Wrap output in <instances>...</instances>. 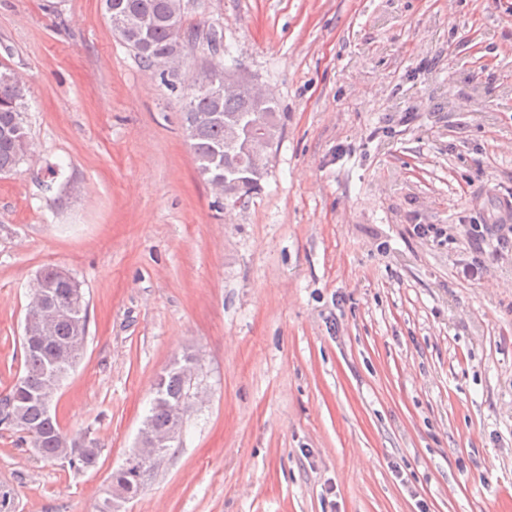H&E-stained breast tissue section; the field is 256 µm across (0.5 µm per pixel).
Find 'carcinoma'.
I'll list each match as a JSON object with an SVG mask.
<instances>
[{"mask_svg": "<svg viewBox=\"0 0 512 512\" xmlns=\"http://www.w3.org/2000/svg\"><path fill=\"white\" fill-rule=\"evenodd\" d=\"M129 14L154 16L152 27L142 30L133 25L117 36L130 46L148 67L163 60L176 45L186 48L191 42L184 31L185 14H180L177 28L167 21L166 7L176 0H119ZM28 109L27 89L0 78V173H9L24 160L27 154L28 132L23 114ZM184 126L196 131L190 140L198 172L207 177L205 160L220 154L224 156L227 168L219 173H233L236 161V147L224 141V127L228 123L248 125L264 116H272L270 127L282 133L280 113L274 103L257 104L243 98L213 97L208 91L196 89L184 96ZM261 185L250 177H235L234 202L250 198L260 191ZM40 275L54 284L55 301L64 305L69 301L72 289L79 283L72 277L60 276L58 269L47 267ZM71 326L67 322L58 324L56 340L47 346H25L23 373L17 377L5 393H0V426L26 434L41 456L47 460H65L76 473L91 470L97 466L101 448L97 439L82 442L70 440L63 433L56 418L47 413L45 398L51 394L50 382L57 384L67 376L74 363L68 360L64 348ZM196 364L187 355L183 363L171 367L157 383L156 393L162 398L153 400L144 418L156 432H164L177 420V408L187 401L190 393L191 374L188 366ZM150 468L144 461L127 458L125 465L112 473V484L121 487L126 498H133L141 491Z\"/></svg>", "mask_w": 512, "mask_h": 512, "instance_id": "1", "label": "carcinoma"}]
</instances>
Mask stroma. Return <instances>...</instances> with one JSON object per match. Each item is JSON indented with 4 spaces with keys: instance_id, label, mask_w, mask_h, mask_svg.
Listing matches in <instances>:
<instances>
[{
    "instance_id": "obj_1",
    "label": "stroma",
    "mask_w": 512,
    "mask_h": 512,
    "mask_svg": "<svg viewBox=\"0 0 512 512\" xmlns=\"http://www.w3.org/2000/svg\"><path fill=\"white\" fill-rule=\"evenodd\" d=\"M184 26L222 43L171 88L102 0H0L29 100L0 174V391L32 280L67 270L88 338L52 411L102 446L77 473L0 427V512H96L186 354L202 396L120 512H512V250L463 274L465 226L512 192V0H188ZM213 60L283 124L243 206L184 135Z\"/></svg>"
}]
</instances>
